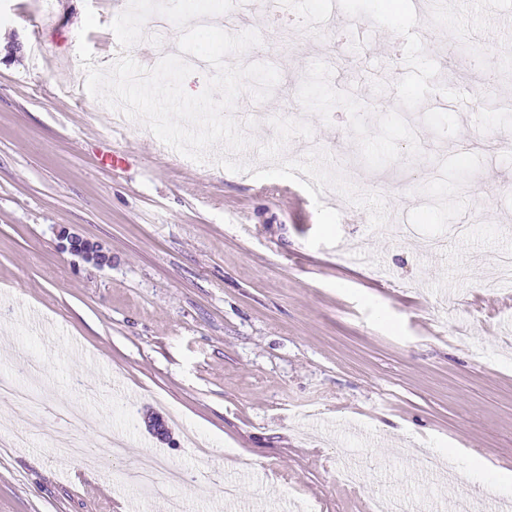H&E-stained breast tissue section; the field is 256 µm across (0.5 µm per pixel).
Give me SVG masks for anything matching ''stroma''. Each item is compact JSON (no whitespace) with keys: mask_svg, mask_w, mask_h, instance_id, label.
I'll use <instances>...</instances> for the list:
<instances>
[{"mask_svg":"<svg viewBox=\"0 0 512 512\" xmlns=\"http://www.w3.org/2000/svg\"><path fill=\"white\" fill-rule=\"evenodd\" d=\"M127 2L0 0V375L41 402L40 433L0 455V512H369L375 488L423 512L498 501L463 461L445 485L415 469L420 452L460 447L512 471V297L485 289L512 251L498 106L512 69L488 14L447 0L422 42V0H282V42L236 0L263 36L228 63L280 73L267 101H237L238 121L267 117L241 158L265 168L269 118L310 123L283 159L323 149L385 200L379 228L339 192L327 202L343 241L369 246L357 265L308 246L316 209L298 184L224 169L221 145L197 162L140 121L113 127L74 89L86 9L105 70ZM62 226L111 266L60 251ZM70 430L83 457L53 439ZM354 455L356 485L339 476ZM171 464L195 483L156 499L125 479Z\"/></svg>","mask_w":512,"mask_h":512,"instance_id":"stroma-1","label":"stroma"}]
</instances>
